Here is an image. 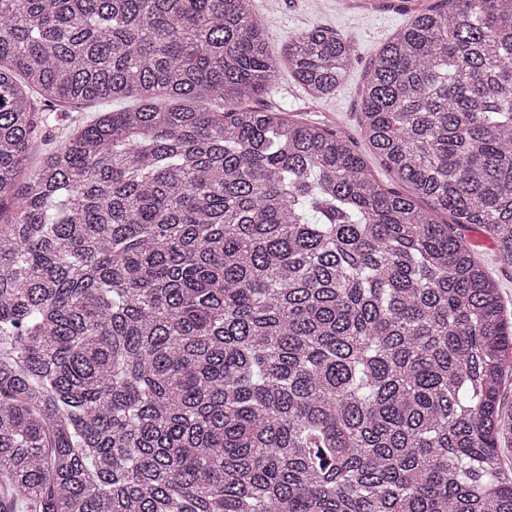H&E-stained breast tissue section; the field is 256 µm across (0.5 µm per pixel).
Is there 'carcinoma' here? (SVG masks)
<instances>
[{
    "label": "carcinoma",
    "mask_w": 512,
    "mask_h": 512,
    "mask_svg": "<svg viewBox=\"0 0 512 512\" xmlns=\"http://www.w3.org/2000/svg\"><path fill=\"white\" fill-rule=\"evenodd\" d=\"M249 0H0V512H512V0H446L371 62L270 52ZM102 112L21 181L32 93ZM215 101L223 111L203 104ZM460 232L471 244L472 249L487 271L491 273L500 285L501 295L504 302H507L509 309H512V266L506 265L500 258L495 244L481 231L476 224H469L461 228ZM479 239L482 244H476Z\"/></svg>",
    "instance_id": "1"
}]
</instances>
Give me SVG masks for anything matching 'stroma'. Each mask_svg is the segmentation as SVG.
Here are the masks:
<instances>
[{"label": "stroma", "instance_id": "35a3bbf8", "mask_svg": "<svg viewBox=\"0 0 512 512\" xmlns=\"http://www.w3.org/2000/svg\"><path fill=\"white\" fill-rule=\"evenodd\" d=\"M437 0H250L249 8L266 31L274 54H281L301 30L323 26L335 30L349 40L355 49L350 69L336 92L318 103H310L302 88L286 69H279L275 81L261 96L253 99L257 108L275 109L299 120L323 122L343 132L353 141L374 176L387 187L397 184L370 148L360 128L361 94L368 79L369 66L380 48L392 35L410 23L413 17L436 4ZM105 103L81 102L66 107L65 120L43 112V134L51 144H59L98 113L106 111ZM474 252L500 285L501 295L512 308V266L499 257L495 244L485 238L478 225L463 228Z\"/></svg>", "mask_w": 512, "mask_h": 512}]
</instances>
